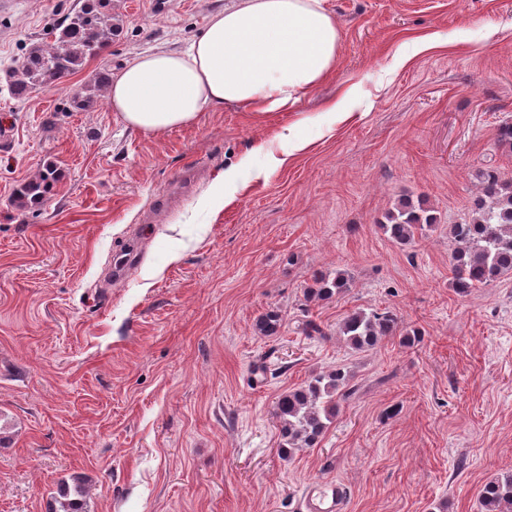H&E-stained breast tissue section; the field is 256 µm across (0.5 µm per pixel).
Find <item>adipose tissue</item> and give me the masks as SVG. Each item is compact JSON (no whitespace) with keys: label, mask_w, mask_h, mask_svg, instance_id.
Wrapping results in <instances>:
<instances>
[{"label":"adipose tissue","mask_w":512,"mask_h":512,"mask_svg":"<svg viewBox=\"0 0 512 512\" xmlns=\"http://www.w3.org/2000/svg\"><path fill=\"white\" fill-rule=\"evenodd\" d=\"M340 40L325 0H234L183 51L128 63L108 102L129 126L150 134L229 105L260 119L334 76Z\"/></svg>","instance_id":"adipose-tissue-1"}]
</instances>
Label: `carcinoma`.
Segmentation results:
<instances>
[{
  "label": "carcinoma",
  "instance_id": "obj_1",
  "mask_svg": "<svg viewBox=\"0 0 512 512\" xmlns=\"http://www.w3.org/2000/svg\"><path fill=\"white\" fill-rule=\"evenodd\" d=\"M104 0H83L49 36L29 43L23 56L7 74L11 96L26 99L32 92L55 84L63 77L80 70L120 32L122 18L105 11ZM112 74L107 68L96 72L89 84L73 90L71 106L82 110L94 102L97 93L108 89ZM58 179L57 169L49 167L20 184L13 195V204L20 210L40 206ZM479 191L474 196L465 218L448 225L451 243L450 287L459 294L512 275V181L505 180L496 169L479 175ZM437 217L432 210L400 201L380 224L384 234L394 243L407 245L416 235L436 228ZM351 288V276L341 268L313 275L306 288L309 302H328ZM281 318L271 309L255 323L262 336H276ZM421 331L404 323L390 309H357L338 324L336 336L354 351L375 348L386 338H397L409 348ZM354 391L353 376L338 366L327 372L311 374L296 388L281 394L274 403L273 415L280 426V451L289 455L299 448H314L336 419L340 402ZM59 508L51 512H85L84 488L76 483L61 493ZM482 512H512V474L487 483L480 495Z\"/></svg>",
  "mask_w": 512,
  "mask_h": 512
}]
</instances>
